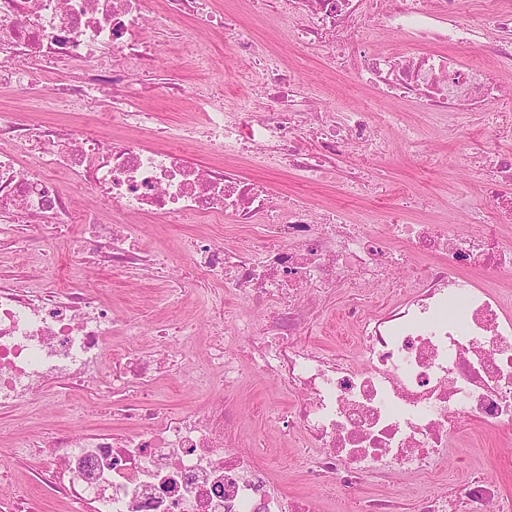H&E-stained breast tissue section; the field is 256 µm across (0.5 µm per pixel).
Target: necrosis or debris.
<instances>
[{
    "mask_svg": "<svg viewBox=\"0 0 512 512\" xmlns=\"http://www.w3.org/2000/svg\"><path fill=\"white\" fill-rule=\"evenodd\" d=\"M175 4L194 20L184 39L190 52L199 50L197 29H218L240 67L241 83L228 95L203 84L193 90L208 107L199 127L160 123L133 94L131 60L161 54L143 37L152 0H0V87L46 109L60 99L71 106L64 124L0 108V236L19 261L32 238L63 239L79 224L91 240L73 242L68 266L86 267L97 253L117 276L166 269L165 255L144 254L131 215L253 229L242 247L204 235L181 245L186 261L172 291L198 293L210 313L202 366L180 349L195 322L170 321L141 341L136 315L116 316L96 291L66 287L54 257L44 256L38 285L0 278V409L31 408L51 390L79 391L89 402L111 400L130 422L18 440L39 461L36 480L72 512H324L315 495L287 494L239 427L229 394L262 375L291 398L273 425L293 440L314 484L382 486L356 498L354 512H501L500 484L478 472L409 498L389 482L434 477L471 427L512 439V311L494 289L512 276L503 240L512 224V153L473 158L493 215L478 233L408 221L406 196L383 210L382 223L404 243L398 251L339 214L317 215L293 198L275 203L269 181L243 177L231 162L310 181L345 154L361 163L382 153L384 126L419 153L423 139L403 102L456 139L466 120L492 113L495 137L511 139L512 112L500 105L512 72V0H489L472 16L462 0H251L256 15L287 26L302 57L316 55L397 102L376 121L361 110H318L239 11L218 0ZM370 21L404 37L410 51L370 50L361 38ZM103 106L125 137L112 142L86 130L85 113ZM197 142L209 148L208 166L186 149ZM78 191L113 204L111 223L76 202ZM444 256L458 275L441 264ZM228 291L249 312L225 313ZM340 295L354 347L315 348L307 336L324 303ZM119 333L123 347L108 354ZM107 357L112 377L104 383ZM162 377L189 380L205 400L162 407Z\"/></svg>",
    "mask_w": 512,
    "mask_h": 512,
    "instance_id": "necrosis-or-debris-1",
    "label": "necrosis or debris"
}]
</instances>
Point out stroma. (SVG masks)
<instances>
[{"instance_id":"stroma-1","label":"stroma","mask_w":512,"mask_h":512,"mask_svg":"<svg viewBox=\"0 0 512 512\" xmlns=\"http://www.w3.org/2000/svg\"><path fill=\"white\" fill-rule=\"evenodd\" d=\"M187 20L183 17L167 18L164 15L154 17L146 30L148 38L158 40L162 56L156 67V78L150 84H143L141 70H133L134 88L140 89L142 106L158 112L161 122L178 125L188 120L201 121L202 108L196 106L188 97L192 87L206 82L214 91L223 90L234 79V68L227 59L224 38L219 34L205 35L206 61H190L181 54L180 41ZM298 77L303 84L311 86L317 94L319 106L326 111L340 109H368L382 112L386 102L369 100L356 77L342 79L321 71L318 64L308 61L298 67ZM410 118L418 122L423 131L425 152L413 155L405 150L396 136H388L385 153L379 162L370 164L369 184L362 187L355 196L345 192L347 178L352 170L350 163L331 164L321 180L310 185H302L293 174L278 171L260 172L259 168L247 167L248 175H265L275 189L280 192L302 190L306 202L313 209L327 206L341 209L350 215L360 232L384 235L389 246H400L396 233L385 224L366 223L365 217L374 210L376 200L374 185L387 189L407 188L413 194L431 197V215L446 217L449 223L458 225L464 232L479 231L487 223L490 207L485 201L478 174L463 161L464 152H481L489 146L486 136V120L471 122L463 140L448 138L443 127L422 120L418 111H411ZM439 155L448 163L447 175L432 173L428 161L431 155ZM195 224L151 223L146 228L144 243L154 252L170 253L173 268H180L185 261L178 253L180 239L198 232ZM69 240L46 242L35 241L27 264H20L10 241L0 242V275L7 278L29 276L33 266L41 261L44 250H53L58 257H65ZM102 285V297L111 303L116 314L122 315L133 310L147 312L151 319L162 318L171 310L169 281L165 278H147L138 286H131L125 278L111 276L103 266L94 265L78 275H67V282L75 288L92 280ZM143 324V334H150L152 327ZM242 413V430L250 436L264 440L267 446L265 455L277 470L289 471V480L285 485L287 492H299L304 484L301 473L295 472V458L289 445L279 442L275 429L271 425L272 417L289 405L287 394L278 384L268 377L254 378L245 383L235 393ZM79 403V397L68 394L56 397L50 414H25L20 412H0V465H15L16 477L20 484L27 485L35 473V460L16 465L18 451L14 448L16 433H32L43 425L51 424L60 429L76 430L86 426L107 427L117 425L116 417L107 414L99 404L88 403L81 412H73V404ZM475 469L488 471L504 484V494L512 500V444L500 443L485 434L481 429H472L460 437L455 448L450 449L445 465V477L448 482L462 484L468 474Z\"/></svg>"}]
</instances>
